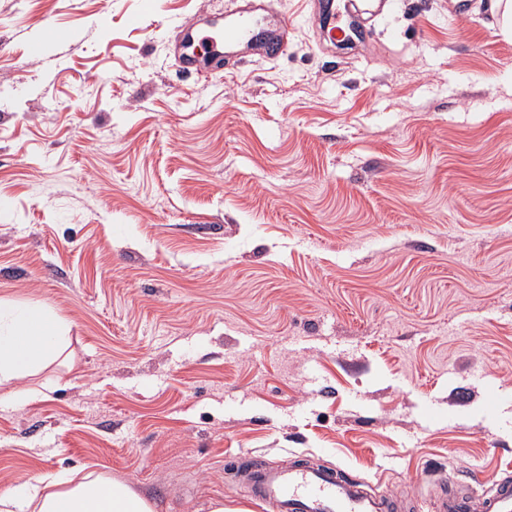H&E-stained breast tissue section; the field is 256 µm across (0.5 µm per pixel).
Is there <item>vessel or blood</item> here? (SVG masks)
Masks as SVG:
<instances>
[{
    "mask_svg": "<svg viewBox=\"0 0 512 512\" xmlns=\"http://www.w3.org/2000/svg\"><path fill=\"white\" fill-rule=\"evenodd\" d=\"M386 0H350L349 6L330 7L326 16L331 38L347 43L364 42L374 17ZM183 50L177 61L184 69L197 68L196 42H207L205 33L190 24L175 23ZM288 41V27L274 0H233L224 16L219 38L227 62L238 65L250 55H272ZM255 502L272 512H390L387 496L367 491L352 478L336 470L306 463L286 468H246ZM439 512H512V483H496L492 492L481 496L444 495Z\"/></svg>",
    "mask_w": 512,
    "mask_h": 512,
    "instance_id": "b4317fda",
    "label": "vessel or blood"
}]
</instances>
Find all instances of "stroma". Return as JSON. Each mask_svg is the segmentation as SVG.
Listing matches in <instances>:
<instances>
[{"mask_svg":"<svg viewBox=\"0 0 512 512\" xmlns=\"http://www.w3.org/2000/svg\"><path fill=\"white\" fill-rule=\"evenodd\" d=\"M320 2L277 0L287 45L228 72L182 70L172 23L230 0H0V300L70 326L15 383L52 392L0 387V492L257 512L247 456L438 512L436 473L512 477V35L389 0L339 47ZM69 483L58 474L40 475L20 490L1 492L0 511L157 512L156 501L109 476L91 472L75 485L62 487Z\"/></svg>","mask_w":512,"mask_h":512,"instance_id":"stroma-1","label":"stroma"}]
</instances>
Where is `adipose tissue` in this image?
I'll return each instance as SVG.
<instances>
[{
	"instance_id": "1",
	"label": "adipose tissue",
	"mask_w": 512,
	"mask_h": 512,
	"mask_svg": "<svg viewBox=\"0 0 512 512\" xmlns=\"http://www.w3.org/2000/svg\"><path fill=\"white\" fill-rule=\"evenodd\" d=\"M70 327L44 304L0 303V385L54 363L69 343ZM0 512H157V503L126 483L88 473L75 485L43 474L21 489L0 493Z\"/></svg>"
}]
</instances>
